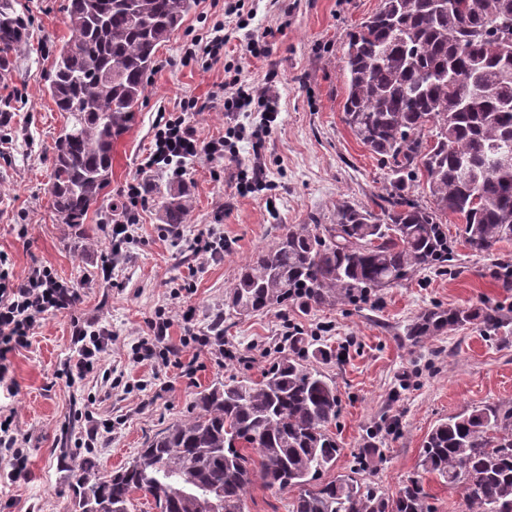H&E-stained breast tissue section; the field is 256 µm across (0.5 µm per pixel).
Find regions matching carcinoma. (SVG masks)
Here are the masks:
<instances>
[{"label":"carcinoma","mask_w":512,"mask_h":512,"mask_svg":"<svg viewBox=\"0 0 512 512\" xmlns=\"http://www.w3.org/2000/svg\"><path fill=\"white\" fill-rule=\"evenodd\" d=\"M18 0H0V79L30 40ZM191 0H69L70 38L55 52L48 92L67 124L52 157L50 195L62 224L85 223L110 184L112 149L135 123L159 48L180 27ZM343 78L344 119L391 166L393 191L380 213L342 201L331 224H297L257 251L230 289L246 315L290 301L355 303L423 269L448 267V216L464 219L466 247L490 255L512 242V0H381L350 30ZM467 79L461 92L459 75ZM425 178L429 203L408 194ZM161 220L183 224L187 188L161 194ZM480 324L503 327L494 310L428 309L405 328L419 342ZM336 383L300 358L259 380L231 378L199 394L194 413L150 439L110 476L81 480L75 512H130L133 496L157 512H244L260 482L298 489L291 512H433L422 479L392 498L360 472L328 482L341 448L329 426ZM419 467L458 490L468 512H512V406L489 405L436 424Z\"/></svg>","instance_id":"1"}]
</instances>
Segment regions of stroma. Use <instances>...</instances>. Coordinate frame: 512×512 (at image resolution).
Here are the masks:
<instances>
[{
	"label": "stroma",
	"instance_id": "35a3bbf8",
	"mask_svg": "<svg viewBox=\"0 0 512 512\" xmlns=\"http://www.w3.org/2000/svg\"><path fill=\"white\" fill-rule=\"evenodd\" d=\"M32 17L29 44L0 80V99L13 106L0 127V253L24 275L46 266L80 295L76 316L112 331V344L87 376L60 378L79 349L71 316L44 315L27 347L9 354L17 393L0 394V414H13L28 476L11 481L0 457V512H70L83 475L103 477L134 458L171 422L187 418L204 388L232 376L260 379L293 353L336 383L339 412L330 430L342 452L335 473L363 469L386 494L418 475L424 440L441 419L487 405H512V244L493 255L473 254L461 223L448 219L447 271L427 269L368 300L326 307L291 302L246 317H228L227 292L244 264L289 224L332 223L348 200L375 207L391 188V171L344 121L342 74L346 34L380 0H245L240 16L224 0H195L181 27L157 53L136 105L137 119L114 146L107 203L82 224L59 223L49 194L52 151L67 118L47 92L55 46L70 37L67 0H21ZM224 25L220 59L187 57L204 48L215 23ZM242 83L275 92L278 117L261 144L238 143L236 159L200 157L186 164L191 212L182 237L168 233L159 205L146 194L130 243L113 252L110 222L124 221L110 203L127 186L168 187L161 171L142 172L154 134L170 116L187 112L202 139L259 125L264 106L224 109L226 69ZM261 167V181L239 173ZM223 239V254L194 257L197 238ZM112 260L103 278L104 258ZM496 308L498 332L478 328L405 342L403 327L425 309ZM161 308L171 310L169 342L182 347V368L139 359L136 343ZM223 334V358L213 349L182 345L186 332ZM98 426L95 447L86 431Z\"/></svg>",
	"mask_w": 512,
	"mask_h": 512
}]
</instances>
